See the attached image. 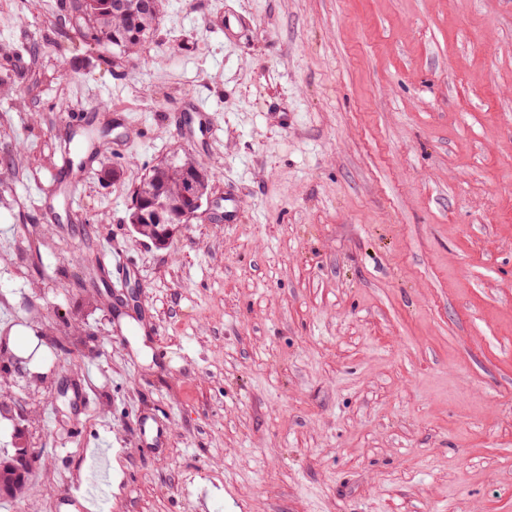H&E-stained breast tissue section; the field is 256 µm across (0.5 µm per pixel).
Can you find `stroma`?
Instances as JSON below:
<instances>
[{"label": "stroma", "instance_id": "1", "mask_svg": "<svg viewBox=\"0 0 512 512\" xmlns=\"http://www.w3.org/2000/svg\"><path fill=\"white\" fill-rule=\"evenodd\" d=\"M71 4L0 0V339L44 352L0 357L38 458L0 512H512V0H165L133 54ZM175 153L212 204L158 249ZM185 161L192 164L190 167L193 169L191 176L197 183L202 184L210 181V173L197 163L196 165L191 158L186 157L185 159H175L169 168L160 165L152 169L146 180L143 179L134 191V195L139 192L143 195L160 194L153 196L135 195L130 207L132 210L130 217L132 228L157 248L166 247L203 205L205 190L197 186L187 175L182 184L177 204L173 205L169 199L161 196L176 198L180 182L185 173L183 168L186 165ZM148 178L150 180H147ZM148 216L153 218L154 221L165 223L141 224L143 220L148 222Z\"/></svg>", "mask_w": 512, "mask_h": 512}]
</instances>
